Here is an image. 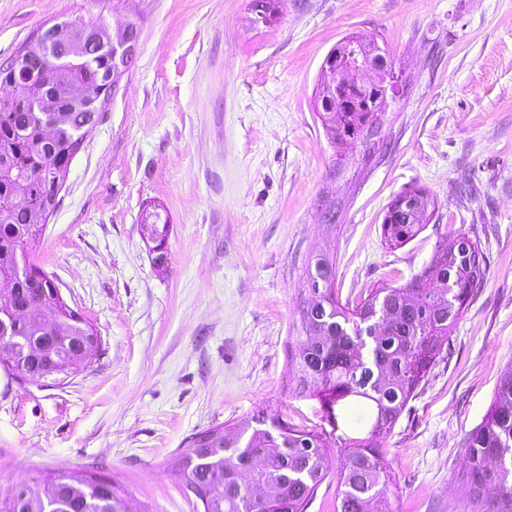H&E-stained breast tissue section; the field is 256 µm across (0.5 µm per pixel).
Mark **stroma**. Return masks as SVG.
Masks as SVG:
<instances>
[{"mask_svg": "<svg viewBox=\"0 0 512 512\" xmlns=\"http://www.w3.org/2000/svg\"><path fill=\"white\" fill-rule=\"evenodd\" d=\"M251 2L0 0V62L72 15L137 32L31 249L98 345L60 384L0 363V497L91 470L131 512H196L174 469L195 433L322 421L289 375L307 266L327 257L339 298L363 297L405 284L452 229L479 242L485 278L379 442L390 512H471L464 442L512 366V0H277L258 24ZM349 35L386 48L399 76L367 145L331 143L317 110L321 66ZM409 189L426 193V223L395 246L384 217ZM153 205L170 224L162 269L142 228ZM364 414L335 432L306 512H336Z\"/></svg>", "mask_w": 512, "mask_h": 512, "instance_id": "35a3bbf8", "label": "stroma"}]
</instances>
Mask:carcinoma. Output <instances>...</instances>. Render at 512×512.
<instances>
[{
  "instance_id": "carcinoma-1",
  "label": "carcinoma",
  "mask_w": 512,
  "mask_h": 512,
  "mask_svg": "<svg viewBox=\"0 0 512 512\" xmlns=\"http://www.w3.org/2000/svg\"><path fill=\"white\" fill-rule=\"evenodd\" d=\"M110 54L92 43L53 62L44 90L42 112L0 104V167L12 177H0V198L14 189L13 177L24 178V198L0 217V280L11 283L0 291V305L20 302L36 308L55 303L53 280L30 259L27 245L43 230V187L52 167H64L78 135L92 113L72 106L85 82L101 79L110 69ZM26 86L13 60L0 64V85ZM421 225L408 223L402 212L384 225L389 242L403 244ZM479 242L451 232L431 265L400 287L373 288L360 301H341L332 288L335 271L326 258L307 268L311 299L300 310V341L292 358L297 387L322 388L323 424L311 429L286 423L257 421L255 426L210 428L193 436L189 449L175 462L182 483L192 486L203 512H305L329 474L328 431L339 428L343 406L361 399L370 408L368 436L349 440V451L337 483V512H384L390 477L373 439L393 429L424 376L448 345L473 288L483 280ZM27 274L18 276L19 265ZM5 346L17 349L13 369L33 378H60L77 372L87 358L72 353L70 340L89 328L81 317L65 316L54 335L56 353L40 355L48 332L31 319L5 321ZM469 466L463 493L472 512L483 510V488H499L497 506L486 512H512V366L501 374L490 412L468 436ZM262 465L249 472V482L266 492L243 490L241 473L249 458ZM0 512H129L112 479L91 471L54 474L43 487L19 484L0 499Z\"/></svg>"
}]
</instances>
